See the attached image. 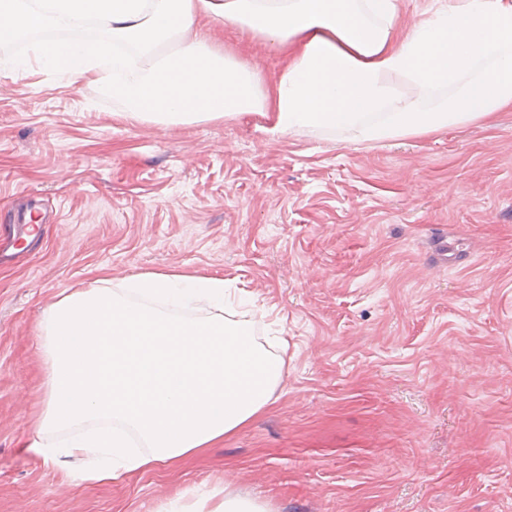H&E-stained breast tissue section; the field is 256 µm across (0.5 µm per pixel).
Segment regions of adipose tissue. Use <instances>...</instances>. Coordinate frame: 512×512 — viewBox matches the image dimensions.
I'll return each instance as SVG.
<instances>
[{
  "label": "adipose tissue",
  "mask_w": 512,
  "mask_h": 512,
  "mask_svg": "<svg viewBox=\"0 0 512 512\" xmlns=\"http://www.w3.org/2000/svg\"><path fill=\"white\" fill-rule=\"evenodd\" d=\"M397 11V0H0V40L37 25L64 31L37 46L44 66L84 76L111 59L113 100L161 125L259 112L273 134L338 128L365 142L512 109V0H448L404 31ZM203 12L287 52L273 90L196 32ZM93 19L106 37H86ZM167 42L173 52H160ZM393 74L413 92L397 93ZM193 303L207 315H178ZM39 327L48 409L26 446L45 459L118 458L94 470L95 481L223 440L270 405L284 375V358L247 322L225 318L220 279L149 272L116 290L92 285L64 294ZM83 422L88 430L69 437ZM132 433L144 451L130 448Z\"/></svg>",
  "instance_id": "obj_1"
}]
</instances>
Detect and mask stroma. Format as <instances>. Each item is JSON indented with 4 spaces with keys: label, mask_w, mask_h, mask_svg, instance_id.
<instances>
[{
    "label": "stroma",
    "mask_w": 512,
    "mask_h": 512,
    "mask_svg": "<svg viewBox=\"0 0 512 512\" xmlns=\"http://www.w3.org/2000/svg\"><path fill=\"white\" fill-rule=\"evenodd\" d=\"M273 88L282 53L200 17ZM43 28L0 42V226L53 211L0 261V512H512V110L378 142L266 138L251 112L159 126L97 75L39 68ZM146 272L223 280L256 340H286L271 405L212 447L106 483L46 462L37 324L65 291ZM218 512H269V510L258 500L244 498L233 492H224V502Z\"/></svg>",
    "instance_id": "stroma-1"
}]
</instances>
